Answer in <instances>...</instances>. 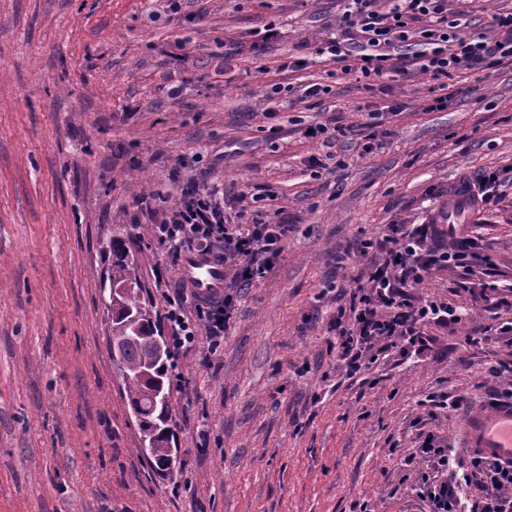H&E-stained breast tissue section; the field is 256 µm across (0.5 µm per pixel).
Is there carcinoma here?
<instances>
[{"label":"carcinoma","mask_w":512,"mask_h":512,"mask_svg":"<svg viewBox=\"0 0 512 512\" xmlns=\"http://www.w3.org/2000/svg\"><path fill=\"white\" fill-rule=\"evenodd\" d=\"M132 238L127 225L115 224L106 246L112 252L107 301V309L112 313L110 341L121 343L115 358L138 427L137 452L150 467L170 471L175 463L169 407L172 354L157 330L151 309L141 300L137 258L130 250Z\"/></svg>","instance_id":"1"}]
</instances>
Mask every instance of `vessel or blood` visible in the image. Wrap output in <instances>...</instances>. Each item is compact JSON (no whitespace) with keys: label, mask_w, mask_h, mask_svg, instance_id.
<instances>
[{"label":"vessel or blood","mask_w":512,"mask_h":512,"mask_svg":"<svg viewBox=\"0 0 512 512\" xmlns=\"http://www.w3.org/2000/svg\"><path fill=\"white\" fill-rule=\"evenodd\" d=\"M182 277L201 297L219 295L224 286V262L215 253L188 256ZM469 447L484 454L512 460V405L496 407L485 415H469L463 421Z\"/></svg>","instance_id":"1"}]
</instances>
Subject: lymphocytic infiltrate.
<instances>
[{
	"label": "lymphocytic infiltrate",
	"mask_w": 512,
	"mask_h": 512,
	"mask_svg": "<svg viewBox=\"0 0 512 512\" xmlns=\"http://www.w3.org/2000/svg\"><path fill=\"white\" fill-rule=\"evenodd\" d=\"M379 0H347L343 13L348 27L367 38L368 52L351 56L343 41L331 38L321 53L342 63L345 72L360 73L362 78L380 77L395 70L397 47L418 40L420 71L437 81L440 94L437 107L448 103L446 90L453 72L475 67L512 62V13L494 18L500 36L488 40L484 35H465L448 19V0H396L389 11L378 8ZM428 27H421V20ZM179 208L155 227L157 240L174 253L185 248L216 251L223 257H238L236 280L249 283L260 278L271 266L287 237L284 224H257L245 230L224 221V204L216 191L201 188L197 179H189L181 190ZM440 231L434 224L407 226L393 224L384 237L387 248L374 262L368 285L352 306L347 327L339 332L342 357L352 369H359L364 353L404 346L424 352L428 340L420 331L429 319L454 323L458 317L447 306L433 301L411 303L405 287L424 280L431 269L448 265L475 276L481 263L476 243L468 232L452 235L440 245ZM183 291L167 297L162 317L174 350L192 348L200 340L219 345L224 336L225 311L190 317ZM421 451L433 468L451 472L448 480L423 477L421 492L429 512H512V460H493L482 455L463 458L437 444L432 433H425Z\"/></svg>",
	"instance_id": "f902f5d3"
}]
</instances>
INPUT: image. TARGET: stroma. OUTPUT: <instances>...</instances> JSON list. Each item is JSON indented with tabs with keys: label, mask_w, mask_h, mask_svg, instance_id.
<instances>
[{
	"label": "stroma",
	"mask_w": 512,
	"mask_h": 512,
	"mask_svg": "<svg viewBox=\"0 0 512 512\" xmlns=\"http://www.w3.org/2000/svg\"><path fill=\"white\" fill-rule=\"evenodd\" d=\"M496 38L512 0H450ZM343 0H0V512H427L418 434L471 456L464 416L512 389V184L465 219L490 264L408 289L460 313L422 355L368 353L351 371L341 312L391 224H431L475 174L512 170V64L433 80L411 64L360 80L317 53L344 37ZM275 35L252 51L257 29ZM298 67L284 70L285 58ZM288 85L269 99L267 84ZM325 95L304 97L309 85ZM181 86L179 96L169 90ZM336 129L310 139L307 126ZM224 191L226 223L290 225L264 278L231 287L219 347L175 356L177 464L161 475L108 338L102 244L137 240L146 300L180 266L153 224L182 184ZM459 399L431 407L429 396Z\"/></svg>",
	"instance_id": "obj_1"
}]
</instances>
